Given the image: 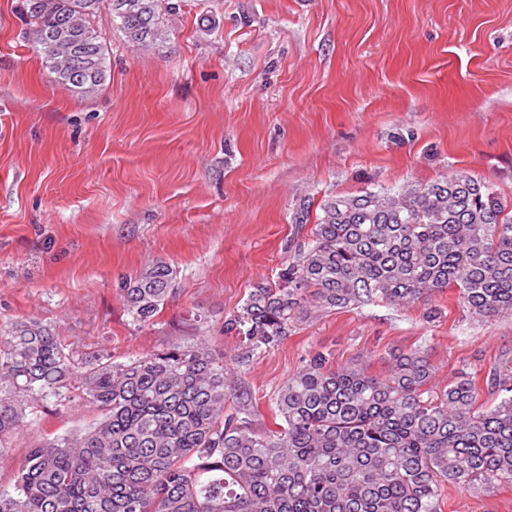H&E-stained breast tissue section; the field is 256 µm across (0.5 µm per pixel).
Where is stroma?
Returning a JSON list of instances; mask_svg holds the SVG:
<instances>
[{"label":"stroma","instance_id":"stroma-1","mask_svg":"<svg viewBox=\"0 0 512 512\" xmlns=\"http://www.w3.org/2000/svg\"><path fill=\"white\" fill-rule=\"evenodd\" d=\"M165 38L134 49L118 28L105 87L52 85L19 0H0V322L35 319L80 356L126 362L224 332L249 292L272 283L311 227L301 199L426 186L452 172L512 203V0H182ZM174 293L148 324L120 286L155 259ZM425 306L320 311L232 370L228 399L275 429L270 400L313 351L381 375L393 350L425 349L444 386L481 387L512 365V316L473 319L456 289ZM44 403L0 450L12 488L29 448L96 422ZM443 512H512V484L447 487Z\"/></svg>","mask_w":512,"mask_h":512}]
</instances>
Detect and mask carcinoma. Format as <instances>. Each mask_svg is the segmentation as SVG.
<instances>
[{
    "label": "carcinoma",
    "instance_id": "carcinoma-1",
    "mask_svg": "<svg viewBox=\"0 0 512 512\" xmlns=\"http://www.w3.org/2000/svg\"><path fill=\"white\" fill-rule=\"evenodd\" d=\"M109 15L101 17L103 3ZM178 0H22L35 50L55 82L92 94L108 75L103 24L147 50ZM277 282L254 286L224 333L249 365L315 311L413 306L458 289L474 318L512 314V204L486 182L452 174L399 192L332 196ZM157 259L121 298L140 324L173 291ZM224 361L204 342L114 363L81 360L35 320L0 324V447L49 400L102 413L85 429L28 451L0 512H441L445 486L512 483V374L497 397L463 372L428 389L427 354H390L386 375L336 368L321 351L271 400L279 429L259 434L247 404L227 403Z\"/></svg>",
    "mask_w": 512,
    "mask_h": 512
}]
</instances>
